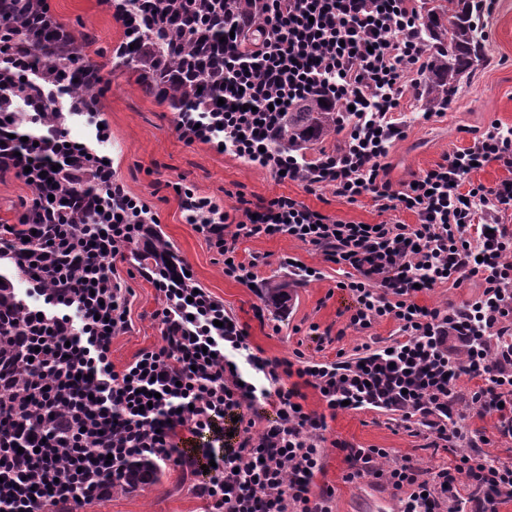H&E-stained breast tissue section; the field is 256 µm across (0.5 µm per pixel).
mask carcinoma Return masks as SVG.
I'll use <instances>...</instances> for the list:
<instances>
[{"instance_id": "obj_1", "label": "carcinoma", "mask_w": 512, "mask_h": 512, "mask_svg": "<svg viewBox=\"0 0 512 512\" xmlns=\"http://www.w3.org/2000/svg\"><path fill=\"white\" fill-rule=\"evenodd\" d=\"M423 0L424 35L437 48L424 79L426 106L448 103L458 76L484 60V41L473 18L470 0ZM116 18L123 37L113 49V67L135 77L148 95L177 115L204 112L224 97V49L230 32L248 27L253 42L261 38L263 0H120ZM225 41H220V38ZM84 44L70 28L44 9L42 0H0V110L12 111L18 102H39L42 110L63 116L55 108L54 93L69 98L72 112L100 110L105 80L101 69L86 60ZM338 124V108L310 98L299 111L282 120L276 141L285 151L325 140ZM59 195L76 189L96 195L109 190L99 178L56 176ZM41 215L9 225L21 242L34 237ZM139 261L149 267L167 264L170 252H146ZM294 282L274 280L263 289L266 305L278 311L288 302ZM23 299L13 281L0 275V338L17 334L16 313ZM157 479L156 464L146 460L131 468L124 484L135 487Z\"/></svg>"}]
</instances>
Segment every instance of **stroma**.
<instances>
[{"label": "stroma", "instance_id": "stroma-1", "mask_svg": "<svg viewBox=\"0 0 512 512\" xmlns=\"http://www.w3.org/2000/svg\"><path fill=\"white\" fill-rule=\"evenodd\" d=\"M53 17L86 37L88 58L102 67L109 79L99 124L68 112L66 96L56 98L65 118L61 129L71 140L86 144L94 153L112 160V171L126 192L146 205L156 218L158 233L169 244L178 264L189 268L194 284L223 303L248 331L249 342L263 357L325 362L337 351L356 356L362 345L381 349L400 337L395 322L384 320L359 333L349 328L347 292L338 281L345 274L322 252L285 236L242 239L236 244L240 257L257 259L258 279L268 282L286 276L285 258L293 257L318 268L320 277L293 288L286 309L266 308L260 289L224 273L221 257L202 234L189 224L177 186L215 202L230 216L240 214L243 203L257 206L276 196H288L312 210L355 224L417 223L408 210L380 212L371 196L355 202L337 198L331 188H305L297 182H278L271 169L248 162L213 145L184 142L176 116L153 97L145 95L123 72L111 71L110 54L122 29L107 0H47ZM486 61L464 74L448 107L430 121H422L416 93H406L401 118L406 135L396 142L385 162L393 184L411 179L442 162L452 151L468 147L473 138L493 124L512 128V0H494L486 13ZM32 192L14 172H0V224H15L32 205ZM137 259L117 262L115 275L129 290L130 325L112 339V362L123 368L145 348L161 343L154 319L159 294L139 271ZM326 333L327 341L309 333L311 325ZM323 470L317 483L333 487V512H397L400 494L370 478L348 484L342 479L343 457L335 447L342 440L365 448H389L396 456L412 458L428 469L450 463L464 450V443L444 444L421 424L405 427L393 412L383 409L343 411L330 421ZM198 478L189 468L162 464L156 483L111 492L84 501L80 512H205L195 494Z\"/></svg>", "mask_w": 512, "mask_h": 512}]
</instances>
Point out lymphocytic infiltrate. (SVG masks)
<instances>
[{
  "label": "lymphocytic infiltrate",
  "instance_id": "lymphocytic-infiltrate-1",
  "mask_svg": "<svg viewBox=\"0 0 512 512\" xmlns=\"http://www.w3.org/2000/svg\"><path fill=\"white\" fill-rule=\"evenodd\" d=\"M265 28L248 55L224 52V110L194 121L222 139L226 152L274 171L285 180L331 185L337 197L369 195L381 210L414 212V224L363 228L279 196L260 211L244 209L236 224L207 217L212 203L186 193L195 227L217 253L224 272L255 283L239 261L242 238L284 235L324 251L347 267L340 282L354 300L350 325L369 329L396 321L402 338L392 351L314 363L254 353L243 325L196 291L189 275L157 273L155 313L161 346L141 351L123 369L111 359L113 336L127 327V289L112 277L130 245H151L148 225L133 220L136 198L113 184L111 196L72 193L51 201L43 181L32 207L43 216L38 247L14 244L20 271L35 270L28 290L39 305H24L16 381L0 376V512H51L85 494H102L140 460L205 469L195 486L208 512H332L334 490L315 486L324 457L327 415L371 405L403 422L432 421L451 443L461 429L454 390L461 378L479 379L471 401L499 415L501 437L512 438V182L468 185L474 165L512 166V129L494 125L467 148L394 187L382 160L404 138L395 114L407 90L424 80L431 53L416 0H264ZM311 94L341 110L336 152L309 163L279 151L273 140L285 112ZM112 211L98 224L65 223L64 212ZM477 280L479 299L419 305L418 291ZM266 383L244 381L236 360ZM292 379L291 387L281 385ZM318 391V414L303 408V388ZM264 402L275 416L261 432L244 406ZM202 439L191 454L179 434ZM352 484L373 478L401 491L400 512H442L461 484L478 490L458 512H499L512 497V465L464 454L448 466L421 469L410 458L391 466L385 448L336 444Z\"/></svg>",
  "mask_w": 512,
  "mask_h": 512
}]
</instances>
